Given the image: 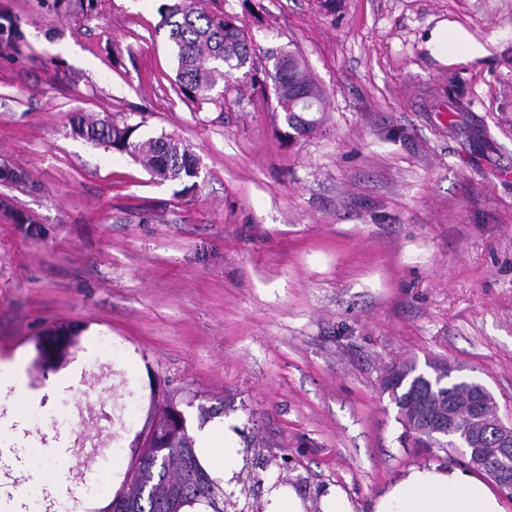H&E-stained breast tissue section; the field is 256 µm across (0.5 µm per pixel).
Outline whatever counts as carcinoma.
I'll return each mask as SVG.
<instances>
[{
	"mask_svg": "<svg viewBox=\"0 0 512 512\" xmlns=\"http://www.w3.org/2000/svg\"><path fill=\"white\" fill-rule=\"evenodd\" d=\"M159 27L168 28V39L177 60L176 78L181 93L189 99H206L218 80L236 71L251 74L252 44L247 34L228 16H211L199 11L195 0H178L159 10ZM268 78L274 89L288 92L297 84L302 88L309 105L318 109L321 93L298 60L291 53L282 55ZM139 125L118 124L109 119H89L80 114L73 122L76 135L125 152L160 179L183 184L182 191L190 192L197 186L199 159L171 137L139 139L135 132ZM393 373L390 383L382 382L398 409V416L406 410L407 398L418 392L416 400L431 415L448 410L453 404L463 410L471 400L474 388L467 382L432 374L428 380L419 378L421 370L415 363L389 368ZM465 419H460L456 432L445 443L426 441L424 445L448 447L466 455L464 443ZM157 447L151 449L149 462L136 472V480L124 495L134 496L139 488L152 490L140 497L141 512H194L198 505L211 512H224V480L213 478L204 468L196 451V440L189 425L176 432L162 424L155 426ZM487 461L472 465L490 478H495V442L486 438Z\"/></svg>",
	"mask_w": 512,
	"mask_h": 512,
	"instance_id": "1",
	"label": "carcinoma"
}]
</instances>
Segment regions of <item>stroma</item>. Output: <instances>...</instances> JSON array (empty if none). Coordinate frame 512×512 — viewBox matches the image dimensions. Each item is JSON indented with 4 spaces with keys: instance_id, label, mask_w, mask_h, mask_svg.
I'll return each mask as SVG.
<instances>
[{
    "instance_id": "stroma-1",
    "label": "stroma",
    "mask_w": 512,
    "mask_h": 512,
    "mask_svg": "<svg viewBox=\"0 0 512 512\" xmlns=\"http://www.w3.org/2000/svg\"><path fill=\"white\" fill-rule=\"evenodd\" d=\"M166 0H0V354L35 361L62 324L67 370L101 337L121 347L69 397L73 499L110 502L152 389L227 406L268 468L287 458L307 507L333 485L353 512L422 448L383 393L384 369L444 360L512 423V0H197L235 19L252 70L294 52L323 93L295 136L272 84L234 74L185 98ZM458 24L490 54L445 64L425 47ZM167 135L200 159L193 192L72 131L78 114ZM136 403L115 464L85 463L88 420Z\"/></svg>"
}]
</instances>
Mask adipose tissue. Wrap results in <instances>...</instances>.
Here are the masks:
<instances>
[{
  "label": "adipose tissue",
  "instance_id": "1",
  "mask_svg": "<svg viewBox=\"0 0 512 512\" xmlns=\"http://www.w3.org/2000/svg\"><path fill=\"white\" fill-rule=\"evenodd\" d=\"M428 43L449 61H473L487 55L486 45L461 27L434 28ZM82 367L73 364L48 386L29 387L21 371L0 365V512H31L36 500L52 501L68 494L69 485L45 458H70L67 435L48 437L29 446L27 415L49 408L55 398L72 394ZM198 453L212 477L231 479L241 469L240 448L223 419L197 434ZM375 512H508L503 496L484 475L456 466H413L379 497Z\"/></svg>",
  "mask_w": 512,
  "mask_h": 512
}]
</instances>
